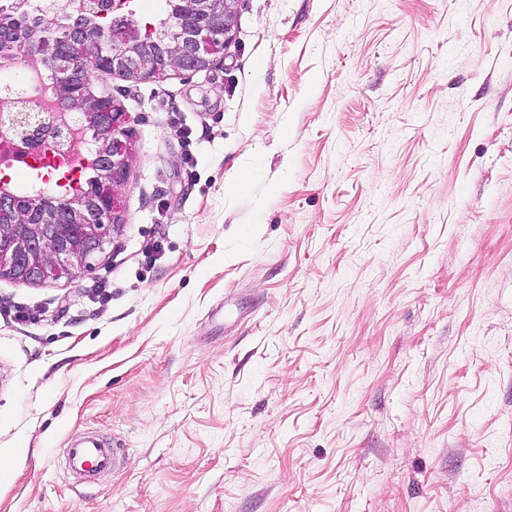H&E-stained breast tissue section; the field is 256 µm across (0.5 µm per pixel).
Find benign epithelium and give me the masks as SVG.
Listing matches in <instances>:
<instances>
[{"label": "benign epithelium", "instance_id": "1", "mask_svg": "<svg viewBox=\"0 0 512 512\" xmlns=\"http://www.w3.org/2000/svg\"><path fill=\"white\" fill-rule=\"evenodd\" d=\"M239 0H171V11L159 26L141 32L133 12L112 19V46L101 54V37L93 15H106L108 0H88L66 25L78 52L60 50L47 32L27 49L28 68L54 74L57 100L67 95L73 73L107 68L131 80L160 79L171 69L202 72L210 68L218 40L229 44L236 31ZM187 26L175 42L165 40L166 28ZM83 124L99 131L94 166L98 190L93 195L73 194L67 206L47 210L32 204L21 207L15 195L0 184V212L11 220L0 223V276L20 285H38L74 277L93 269L97 256L112 241L121 223L119 189L128 167V112L104 92L93 88L67 106ZM0 136L35 140L51 152L68 154L78 144L61 116L42 108H24L0 115Z\"/></svg>", "mask_w": 512, "mask_h": 512}]
</instances>
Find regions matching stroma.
Here are the masks:
<instances>
[{"mask_svg": "<svg viewBox=\"0 0 512 512\" xmlns=\"http://www.w3.org/2000/svg\"><path fill=\"white\" fill-rule=\"evenodd\" d=\"M93 83L123 224L0 278V512H512V0H240L209 71ZM112 447L95 436L71 442L66 452L70 472L78 477L108 472L118 460V448Z\"/></svg>", "mask_w": 512, "mask_h": 512, "instance_id": "obj_1", "label": "stroma"}]
</instances>
